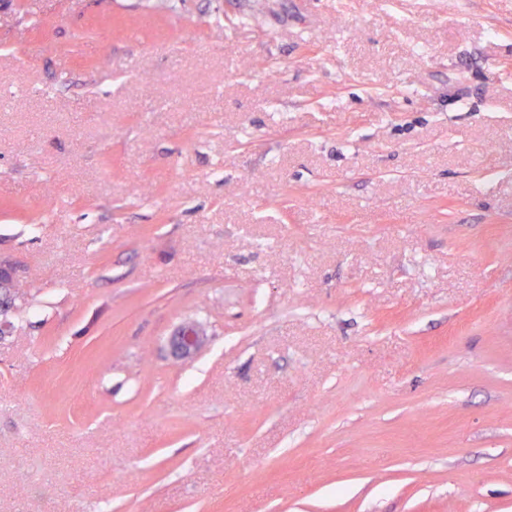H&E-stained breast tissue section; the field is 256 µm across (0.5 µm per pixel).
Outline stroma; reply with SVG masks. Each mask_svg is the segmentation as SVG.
Listing matches in <instances>:
<instances>
[{
	"mask_svg": "<svg viewBox=\"0 0 512 512\" xmlns=\"http://www.w3.org/2000/svg\"><path fill=\"white\" fill-rule=\"evenodd\" d=\"M0 89V512H512V0H0ZM203 341V333L195 324L184 325L176 336V344L180 354L191 357L200 349Z\"/></svg>",
	"mask_w": 512,
	"mask_h": 512,
	"instance_id": "obj_1",
	"label": "stroma"
}]
</instances>
